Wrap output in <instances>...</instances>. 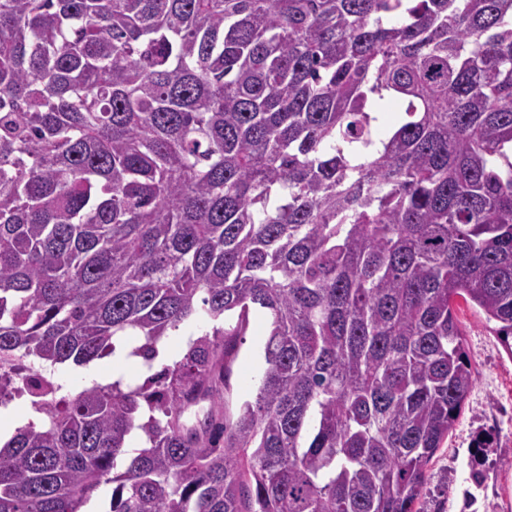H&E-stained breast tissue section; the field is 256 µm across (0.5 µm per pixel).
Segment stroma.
<instances>
[{"label": "stroma", "mask_w": 512, "mask_h": 512, "mask_svg": "<svg viewBox=\"0 0 512 512\" xmlns=\"http://www.w3.org/2000/svg\"><path fill=\"white\" fill-rule=\"evenodd\" d=\"M454 309L475 384L427 467L420 505L424 512H512V355L477 309L461 301ZM267 334L261 313L251 311L231 366L228 411L252 397Z\"/></svg>", "instance_id": "stroma-1"}]
</instances>
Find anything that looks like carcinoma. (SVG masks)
<instances>
[{
  "label": "carcinoma",
  "mask_w": 512,
  "mask_h": 512,
  "mask_svg": "<svg viewBox=\"0 0 512 512\" xmlns=\"http://www.w3.org/2000/svg\"><path fill=\"white\" fill-rule=\"evenodd\" d=\"M460 299L512 356V0H0V404L206 324L127 389L24 376L0 512H413ZM268 334V325L258 310L252 309L250 321L239 353L231 366L230 392L226 394V407L230 414L238 405L252 397L255 383L263 368L261 351ZM198 331L197 323H189L181 328L178 332L177 336H169L166 339L168 340V348L166 354L157 362V360L164 353V345L162 342L157 344L158 355L152 362L155 364L157 362L155 369H160L163 365H171L176 360H179L182 354L185 352L186 345L190 339L196 338V334Z\"/></svg>",
  "instance_id": "carcinoma-1"
}]
</instances>
